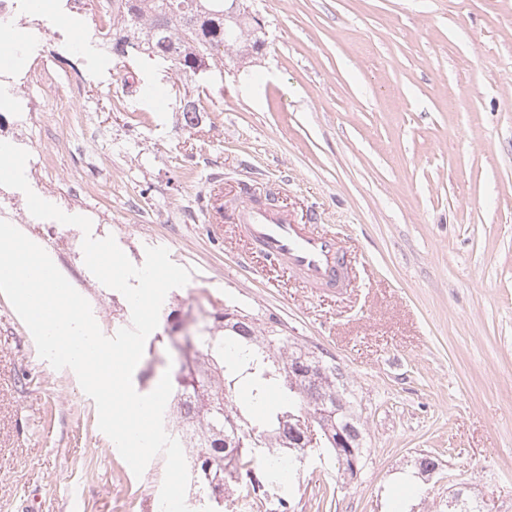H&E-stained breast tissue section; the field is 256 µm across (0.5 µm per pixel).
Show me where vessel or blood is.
<instances>
[{"instance_id": "b4317fda", "label": "vessel or blood", "mask_w": 512, "mask_h": 512, "mask_svg": "<svg viewBox=\"0 0 512 512\" xmlns=\"http://www.w3.org/2000/svg\"><path fill=\"white\" fill-rule=\"evenodd\" d=\"M234 220L240 233L268 260L285 266L310 287L333 288L343 280L347 257L335 236L291 223L271 204L250 197L235 206Z\"/></svg>"}]
</instances>
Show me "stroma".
Instances as JSON below:
<instances>
[{"label": "stroma", "mask_w": 512, "mask_h": 512, "mask_svg": "<svg viewBox=\"0 0 512 512\" xmlns=\"http://www.w3.org/2000/svg\"><path fill=\"white\" fill-rule=\"evenodd\" d=\"M261 55H224L190 82L205 112L185 125L172 71L141 55L106 75L74 48L70 16L107 54L95 0L41 26L0 106V141L29 154L31 189L88 217L135 265L163 246L190 270L162 313L195 333L213 307L289 335L341 365L367 460L343 479L314 449L288 483L291 512H448L465 482L488 512H512V0H248ZM250 193L331 230L351 260L343 294L315 293L209 214ZM0 220L34 239L91 305L104 335L131 323L124 296L84 264L80 232L31 215L0 186ZM177 351L145 349L133 386L150 393ZM438 470L420 475L419 455ZM164 456L135 477L98 427L76 374L40 358L0 294V512H147Z\"/></svg>", "instance_id": "obj_1"}]
</instances>
